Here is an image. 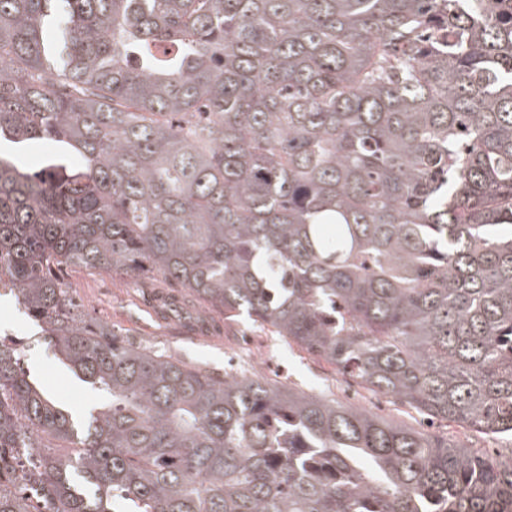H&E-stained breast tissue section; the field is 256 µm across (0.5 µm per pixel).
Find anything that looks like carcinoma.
Segmentation results:
<instances>
[{
    "label": "carcinoma",
    "mask_w": 512,
    "mask_h": 512,
    "mask_svg": "<svg viewBox=\"0 0 512 512\" xmlns=\"http://www.w3.org/2000/svg\"><path fill=\"white\" fill-rule=\"evenodd\" d=\"M1 145L0 278L105 403L0 341V512L44 439L40 512H512V458L134 347L55 275L160 274L512 435V0H0ZM56 151V146L50 141L35 144L29 147L23 157L25 168L30 171H39L44 168Z\"/></svg>",
    "instance_id": "obj_1"
}]
</instances>
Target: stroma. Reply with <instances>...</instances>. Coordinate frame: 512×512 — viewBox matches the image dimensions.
Returning <instances> with one entry per match:
<instances>
[{
  "instance_id": "obj_1",
  "label": "stroma",
  "mask_w": 512,
  "mask_h": 512,
  "mask_svg": "<svg viewBox=\"0 0 512 512\" xmlns=\"http://www.w3.org/2000/svg\"><path fill=\"white\" fill-rule=\"evenodd\" d=\"M56 275L78 303L85 321L108 325L133 345L174 356L215 375L256 373L307 393L366 408L407 428L424 427L419 412L394 397L372 393L359 380L253 321L225 320L222 312L205 304L191 308L186 319H174L184 289L173 280L154 276L135 282L115 271L73 266L60 268ZM4 332L20 354L22 370L53 399L77 413L99 402L98 392L57 360L24 307L11 295L0 297V334ZM433 432L464 443L480 455L512 453V439L502 435L440 422Z\"/></svg>"
}]
</instances>
